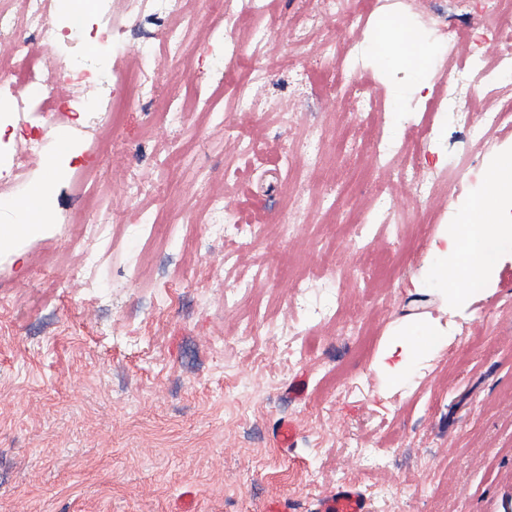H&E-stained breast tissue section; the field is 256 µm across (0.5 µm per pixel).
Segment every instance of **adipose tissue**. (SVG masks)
Returning a JSON list of instances; mask_svg holds the SVG:
<instances>
[{
    "label": "adipose tissue",
    "mask_w": 512,
    "mask_h": 512,
    "mask_svg": "<svg viewBox=\"0 0 512 512\" xmlns=\"http://www.w3.org/2000/svg\"><path fill=\"white\" fill-rule=\"evenodd\" d=\"M483 179V192L436 234L430 246L438 261L428 277L442 286L452 307L487 288L512 243V154L497 159Z\"/></svg>",
    "instance_id": "1"
}]
</instances>
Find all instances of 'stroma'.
<instances>
[{
    "label": "stroma",
    "instance_id": "1",
    "mask_svg": "<svg viewBox=\"0 0 512 512\" xmlns=\"http://www.w3.org/2000/svg\"><path fill=\"white\" fill-rule=\"evenodd\" d=\"M268 2L259 24L270 37L241 40L254 70L233 77L255 107L241 111L227 88L223 123L161 120L169 86L212 89L224 58L197 0L177 69L161 61L150 73L152 109L131 105L92 155L114 236L97 284L67 224L84 202L62 152L28 156L25 181L0 196L4 210L44 185L51 200L37 226L0 244V512H269L284 500L310 512L343 482L364 489L372 512H512V251L460 309L425 278L439 224L512 151V125L490 130L493 152H467L462 128L425 114L438 65L465 58L438 22L478 23L475 2L387 0L359 32L350 14L324 17L320 0ZM387 18L417 29L424 89L381 65ZM354 34L363 64L332 79L325 60ZM359 92L380 111L342 106ZM425 118L430 137H415ZM105 119L92 111L45 135L81 153ZM371 127L390 165L369 149ZM241 134L257 158L243 160ZM409 168L444 190L419 197ZM133 178L156 194L131 199ZM213 194L224 197L223 237L189 250L134 231L153 206L207 224ZM243 215L264 233L242 229ZM371 254L391 267L369 269ZM418 323L442 335L392 380V335ZM301 376L305 395L289 398ZM283 419L297 425L290 448L274 435Z\"/></svg>",
    "mask_w": 512,
    "mask_h": 512
}]
</instances>
